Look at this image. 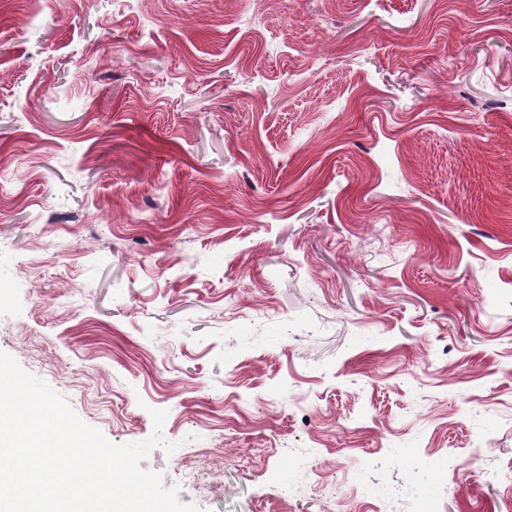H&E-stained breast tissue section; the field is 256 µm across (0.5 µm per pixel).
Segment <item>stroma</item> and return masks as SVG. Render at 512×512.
I'll return each instance as SVG.
<instances>
[{"label":"stroma","mask_w":512,"mask_h":512,"mask_svg":"<svg viewBox=\"0 0 512 512\" xmlns=\"http://www.w3.org/2000/svg\"><path fill=\"white\" fill-rule=\"evenodd\" d=\"M1 8L0 352L201 512L512 499V0Z\"/></svg>","instance_id":"35a3bbf8"}]
</instances>
